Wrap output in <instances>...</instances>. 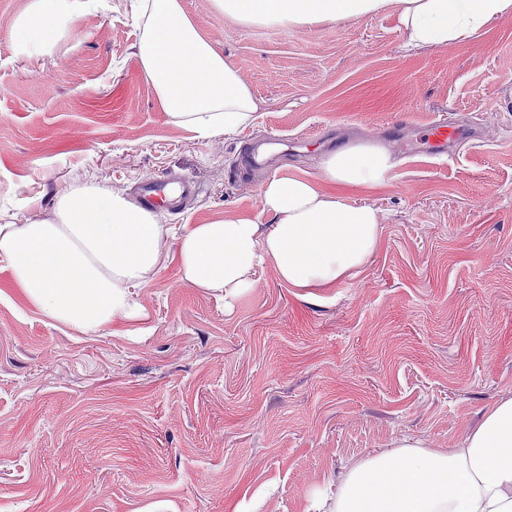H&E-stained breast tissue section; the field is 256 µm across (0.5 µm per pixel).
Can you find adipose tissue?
<instances>
[{
  "label": "adipose tissue",
  "mask_w": 512,
  "mask_h": 512,
  "mask_svg": "<svg viewBox=\"0 0 512 512\" xmlns=\"http://www.w3.org/2000/svg\"><path fill=\"white\" fill-rule=\"evenodd\" d=\"M142 71L167 112L198 137L247 124L256 105L233 65L200 36L181 0H140ZM248 24L291 29L375 16L395 5L404 47L445 46L512 14V0H214ZM79 0H34L14 31L30 48L51 43ZM392 154L352 144L324 155L322 181L267 180L268 229L249 217L184 225L175 255L184 282L235 298L255 270L273 262L294 288L319 290L354 278L376 252L382 216L324 191L323 182L374 187L394 168ZM156 214L99 183L58 199L53 219L0 224V262L47 318L95 334L132 318V291L147 287L166 257ZM308 512H512V397L494 403L482 424L448 450L402 437L360 460L334 494L315 492Z\"/></svg>",
  "instance_id": "1"
}]
</instances>
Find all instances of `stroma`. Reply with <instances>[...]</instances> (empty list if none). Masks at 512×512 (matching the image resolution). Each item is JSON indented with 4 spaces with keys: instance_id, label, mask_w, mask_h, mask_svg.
I'll use <instances>...</instances> for the list:
<instances>
[{
    "instance_id": "35a3bbf8",
    "label": "stroma",
    "mask_w": 512,
    "mask_h": 512,
    "mask_svg": "<svg viewBox=\"0 0 512 512\" xmlns=\"http://www.w3.org/2000/svg\"><path fill=\"white\" fill-rule=\"evenodd\" d=\"M33 0H0V224L52 219L94 180L190 182L179 228L262 211L268 179H321L349 143L388 147L363 270L310 296L271 264L225 305L171 254L139 316L83 334L47 319L0 268V512H306L309 493L412 436L456 448L512 397V15L445 47L406 50L395 7L318 27L245 25L181 0L257 105L238 131L176 124L141 70L136 0H84L56 42L14 40ZM476 138L444 165L417 155L438 115ZM310 136L237 174L242 138Z\"/></svg>"
}]
</instances>
